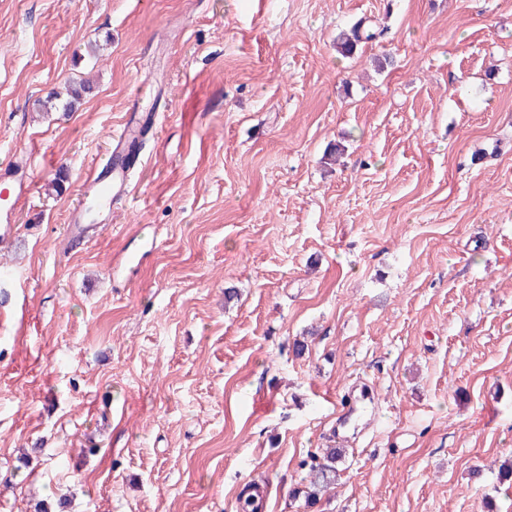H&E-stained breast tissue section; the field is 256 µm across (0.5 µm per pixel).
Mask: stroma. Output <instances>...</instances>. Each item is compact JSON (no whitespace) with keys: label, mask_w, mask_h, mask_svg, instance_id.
<instances>
[{"label":"stroma","mask_w":512,"mask_h":512,"mask_svg":"<svg viewBox=\"0 0 512 512\" xmlns=\"http://www.w3.org/2000/svg\"><path fill=\"white\" fill-rule=\"evenodd\" d=\"M133 117L112 225L76 236ZM32 160L0 512H238L253 480L261 512H512V0H0V165ZM375 33L372 31L369 20H360L355 23L349 31H342L336 38V50L344 55H353L359 44L374 39ZM135 134L134 127L127 122L112 138V154L92 161L91 175L88 179L92 189L85 194L86 206L88 203L99 213L110 214L112 200L125 194L129 182V171L112 169L111 158L114 154L122 152ZM336 448H321L310 454V473L313 480L309 487L296 491L295 497L302 495L307 506H311L318 495L326 491L336 481Z\"/></svg>","instance_id":"1"}]
</instances>
